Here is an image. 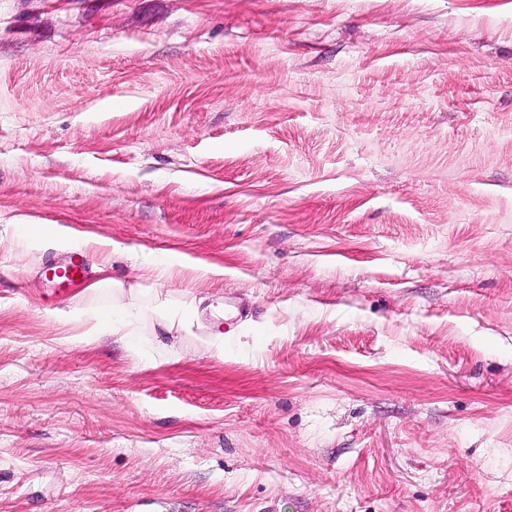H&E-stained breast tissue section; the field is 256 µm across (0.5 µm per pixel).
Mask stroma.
<instances>
[{
	"label": "stroma",
	"instance_id": "35a3bbf8",
	"mask_svg": "<svg viewBox=\"0 0 512 512\" xmlns=\"http://www.w3.org/2000/svg\"><path fill=\"white\" fill-rule=\"evenodd\" d=\"M0 512H512V0H0ZM92 269L81 251H71L49 259L43 266L41 277L57 297H65L90 280Z\"/></svg>",
	"mask_w": 512,
	"mask_h": 512
}]
</instances>
